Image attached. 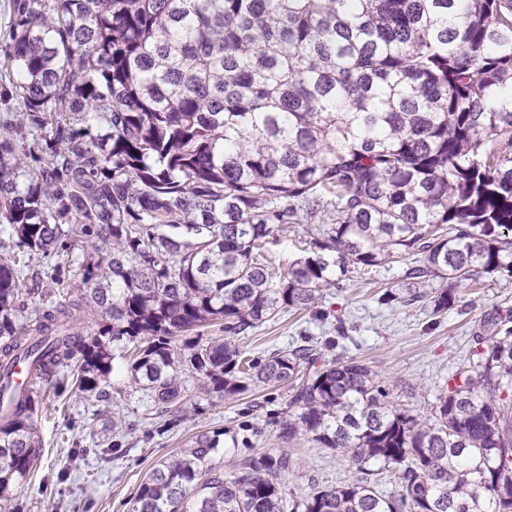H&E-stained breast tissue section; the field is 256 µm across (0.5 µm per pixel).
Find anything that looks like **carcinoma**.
<instances>
[{"instance_id":"obj_1","label":"carcinoma","mask_w":512,"mask_h":512,"mask_svg":"<svg viewBox=\"0 0 512 512\" xmlns=\"http://www.w3.org/2000/svg\"><path fill=\"white\" fill-rule=\"evenodd\" d=\"M8 39L0 393L19 361L35 388L0 401V512L39 458L44 387L67 368L97 393L130 344L127 377L163 411L187 372L217 401L283 386L281 437L362 473L297 501L287 451L226 474L202 432L132 512H512L511 309L483 316L425 421L363 363L238 344L407 255L379 300L439 279V313L473 280L512 281V0H13ZM294 224L309 248L276 269L263 250ZM34 255L59 262L30 276Z\"/></svg>"}]
</instances>
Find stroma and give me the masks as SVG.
I'll return each instance as SVG.
<instances>
[{
	"mask_svg": "<svg viewBox=\"0 0 512 512\" xmlns=\"http://www.w3.org/2000/svg\"><path fill=\"white\" fill-rule=\"evenodd\" d=\"M404 266L360 268L340 287L326 289L316 310L284 313L239 344L248 358L263 359L278 348L311 339L323 358L365 363L390 388L397 407L430 417L437 396L472 353V336L493 307H512V282L483 279L461 290L460 306L437 313L430 302L439 280L423 282L410 305L384 304L381 294L397 287ZM344 334H337V323ZM185 404L177 427L127 376L113 378L99 397L65 387L49 391L35 419L40 456L26 482L13 488L14 512H131L146 473L175 455L190 438L218 434V466L230 472L256 452L287 448L290 467L282 477L296 500L312 489L352 480L357 470L341 453L317 447L305 436L282 440L278 421L287 409L281 387L252 389L230 402L212 403L192 374L184 377ZM121 422L122 434L112 432Z\"/></svg>",
	"mask_w": 512,
	"mask_h": 512,
	"instance_id": "35a3bbf8",
	"label": "stroma"
}]
</instances>
